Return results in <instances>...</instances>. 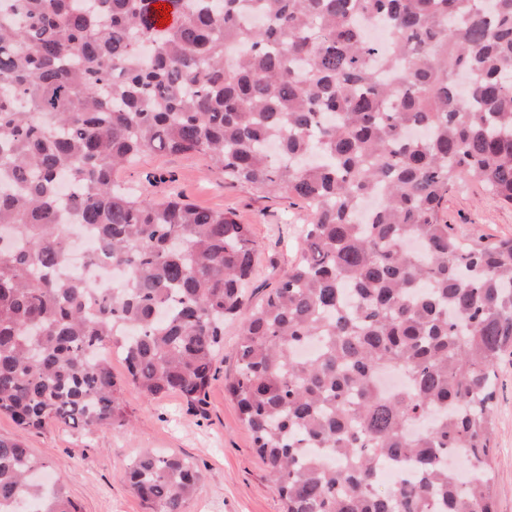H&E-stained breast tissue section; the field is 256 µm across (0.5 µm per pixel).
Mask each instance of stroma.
I'll list each match as a JSON object with an SVG mask.
<instances>
[{
  "label": "stroma",
  "instance_id": "35a3bbf8",
  "mask_svg": "<svg viewBox=\"0 0 512 512\" xmlns=\"http://www.w3.org/2000/svg\"><path fill=\"white\" fill-rule=\"evenodd\" d=\"M117 177L152 198L175 191L199 207L232 211L240 223L250 225L255 250L248 286L251 302L264 298L298 256V231L309 219L307 210L225 181L201 155L148 152ZM440 219L455 235L484 244L512 238V206L501 204L476 183L451 190ZM239 327L236 319L224 324V349L203 402L190 403L177 395L149 399L129 387L122 399L133 416L132 429L87 430L52 423L23 434L8 415L0 414V435L23 436L82 512H146L123 474L148 451L185 457L203 473L204 483L185 512H284L254 451L252 435L224 389L235 369ZM496 373L494 494L498 512H512V351L501 357Z\"/></svg>",
  "mask_w": 512,
  "mask_h": 512
}]
</instances>
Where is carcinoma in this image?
<instances>
[{
	"instance_id": "obj_1",
	"label": "carcinoma",
	"mask_w": 512,
	"mask_h": 512,
	"mask_svg": "<svg viewBox=\"0 0 512 512\" xmlns=\"http://www.w3.org/2000/svg\"><path fill=\"white\" fill-rule=\"evenodd\" d=\"M157 2L0 0V413L123 428L127 386L200 403L239 318L227 390L285 512H498L512 238L439 213L470 180L512 205V0H165L163 27ZM154 150L309 208L261 301L250 225L115 184ZM74 227L112 287L71 268ZM384 465L410 470L383 490ZM44 468L0 437V512H80ZM125 479L185 512L203 475L148 452Z\"/></svg>"
}]
</instances>
